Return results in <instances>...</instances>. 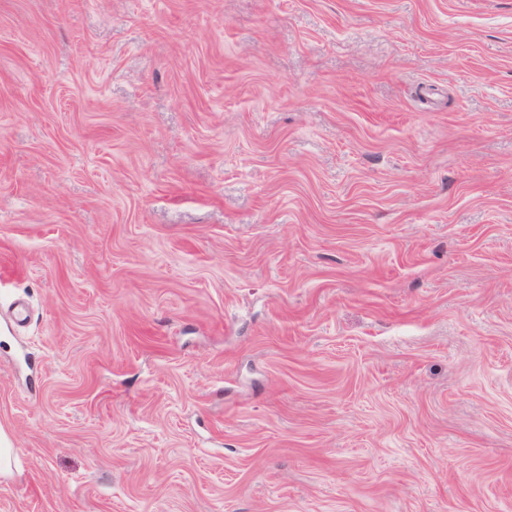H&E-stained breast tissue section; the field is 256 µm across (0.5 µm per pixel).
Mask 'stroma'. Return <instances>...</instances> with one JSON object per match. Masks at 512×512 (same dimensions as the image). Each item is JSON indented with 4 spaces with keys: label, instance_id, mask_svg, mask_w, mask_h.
Here are the masks:
<instances>
[{
    "label": "stroma",
    "instance_id": "stroma-1",
    "mask_svg": "<svg viewBox=\"0 0 512 512\" xmlns=\"http://www.w3.org/2000/svg\"><path fill=\"white\" fill-rule=\"evenodd\" d=\"M0 431V512H512V0H0Z\"/></svg>",
    "mask_w": 512,
    "mask_h": 512
}]
</instances>
